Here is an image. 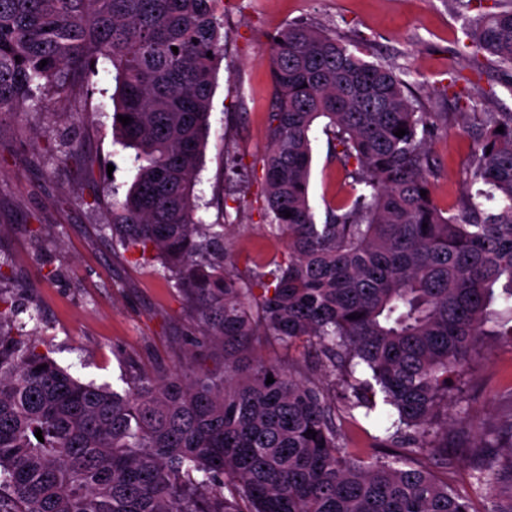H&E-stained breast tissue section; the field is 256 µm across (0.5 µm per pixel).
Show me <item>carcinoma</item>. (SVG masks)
I'll return each instance as SVG.
<instances>
[{
	"instance_id": "1",
	"label": "carcinoma",
	"mask_w": 512,
	"mask_h": 512,
	"mask_svg": "<svg viewBox=\"0 0 512 512\" xmlns=\"http://www.w3.org/2000/svg\"><path fill=\"white\" fill-rule=\"evenodd\" d=\"M216 2L0 0V117L85 97L91 65L112 64L113 126L135 150L125 198L96 195L99 160L82 142L65 156L110 209L100 231L159 261L194 304L202 332L189 354L224 365L140 372L123 394L83 383L37 337L5 330L18 308L0 288V512H473L470 494L430 472L347 447L324 382L349 387L352 418L390 407V442L448 468L456 382L488 340L512 337V305L490 310L498 290L512 301V112L471 114L465 191L443 209L430 194L433 116L396 69L331 31L288 25L270 37L263 195L288 256L242 274L224 267V232L193 196L223 56ZM463 31L472 55L512 68V0ZM321 118L351 182L319 224L309 186ZM301 340L316 357L286 369L255 354ZM473 470L477 492L506 485L496 512H512V435L480 446Z\"/></svg>"
}]
</instances>
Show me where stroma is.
<instances>
[{"label": "stroma", "instance_id": "35a3bbf8", "mask_svg": "<svg viewBox=\"0 0 512 512\" xmlns=\"http://www.w3.org/2000/svg\"><path fill=\"white\" fill-rule=\"evenodd\" d=\"M467 0H220L227 37L216 74L210 130L194 187L206 223L224 227L225 257L244 272L283 260V238L270 233L263 210V163L268 115L275 103L269 38L291 23L336 33L367 61H387L405 73L417 111L447 116L428 143L431 191L445 209L463 194L471 142L463 133L467 104L481 112H512L506 83L512 70L463 51ZM467 78L469 103L458 102L451 78ZM93 93L41 110L0 117V245L11 255L0 287L33 313L41 351L80 381L128 389L133 370L154 373L183 366L199 327L195 314L160 264L136 261L102 238L105 209L78 204L87 195L83 172L59 162L61 133L81 134L97 156L98 189L124 198L135 170L132 150L116 144L112 127L115 81L102 63ZM310 203L317 216L346 194L345 171L330 152L322 125L312 137ZM458 407L472 425L448 426L449 446L471 447L512 429V343H491L470 370ZM390 414L373 419L337 411L348 447L396 455L388 442Z\"/></svg>", "mask_w": 512, "mask_h": 512}]
</instances>
